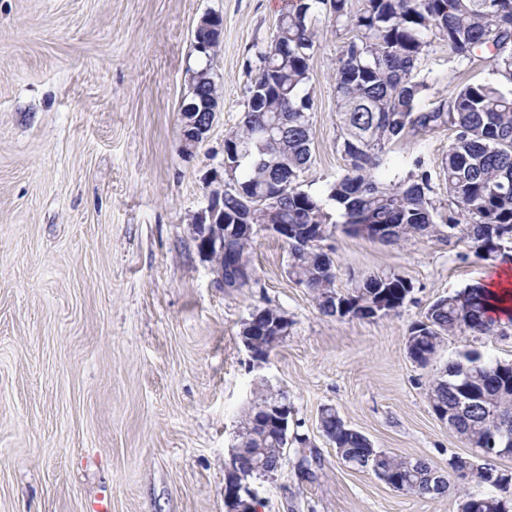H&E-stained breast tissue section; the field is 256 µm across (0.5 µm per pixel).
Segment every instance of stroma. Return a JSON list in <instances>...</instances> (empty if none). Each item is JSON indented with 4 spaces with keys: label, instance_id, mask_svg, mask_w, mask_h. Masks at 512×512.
Here are the masks:
<instances>
[{
    "label": "stroma",
    "instance_id": "stroma-1",
    "mask_svg": "<svg viewBox=\"0 0 512 512\" xmlns=\"http://www.w3.org/2000/svg\"><path fill=\"white\" fill-rule=\"evenodd\" d=\"M288 0H0V512H225L224 478L256 391L288 397L281 469L249 479L259 512H458L488 493L451 479L436 498L396 491L338 457L318 425L335 409L374 447L447 472L473 450L434 415L430 379L459 355L512 361L507 335H450L429 367L406 351L438 298L486 282L497 260L437 237L389 245L335 231L325 248L335 290L396 274L412 286L397 312L322 314L288 275V249L266 231L249 286L224 287L201 253L195 218L222 173L224 138L246 109L247 63ZM222 17L211 61L220 103L192 154L180 107L201 59L195 30ZM354 36L320 20L308 87L313 139L305 190L343 173L336 148V63ZM421 107L495 78L491 52L460 63L435 45ZM447 127L407 131L393 163L424 156L439 172ZM290 321L256 364L239 334L257 308ZM317 458L310 475L298 462Z\"/></svg>",
    "mask_w": 512,
    "mask_h": 512
}]
</instances>
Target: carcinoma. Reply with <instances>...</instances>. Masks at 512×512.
<instances>
[{
	"mask_svg": "<svg viewBox=\"0 0 512 512\" xmlns=\"http://www.w3.org/2000/svg\"><path fill=\"white\" fill-rule=\"evenodd\" d=\"M325 16L338 27H352L354 38L342 50L336 72V116L340 130L337 147L345 172L330 184L326 197L303 189L310 167L312 127L304 116L313 110L307 89L310 60L316 49L315 24ZM447 47L460 62L489 48L494 82L464 85L454 97L428 110L418 109L425 80L417 79L422 62L434 43ZM257 65L246 87L247 109L240 126L224 140L226 224H324L358 234V224H379L389 230L392 244L441 233L440 227L459 229L458 240L469 248L490 250L509 242L498 231L512 229V0H363L354 12L350 0H290L274 38L255 46ZM288 120L284 131L273 124ZM448 126L455 132L441 162L438 177L448 194L437 197L434 178L424 158H412L406 168L383 179L379 171L388 153L406 130ZM279 196L273 210L259 208L269 195ZM252 236L234 235L217 255L224 268V287L238 290L253 277L249 253ZM288 275L307 288L319 310L343 316L341 302L351 315L364 319V305L385 292L391 311L407 296L406 280L395 274L377 275L371 285L356 288L345 300L331 301L332 264L315 243L288 239ZM489 297L482 287H467L437 299L425 320L410 332L422 331L420 356H435L443 338L455 333L490 335L512 328L488 317ZM459 362L472 365L467 385L495 388L496 431L512 438V367L485 361L466 352ZM452 376L429 380L428 401L448 406L452 389L440 384ZM475 445L489 433L483 408L474 405L458 417ZM323 434L335 445L342 461L366 458L375 476L421 496H443L448 488L427 491L434 468L423 459H408L373 447L360 431L344 423L328 408L321 416ZM475 512H499L497 495L472 497Z\"/></svg>",
	"mask_w": 512,
	"mask_h": 512,
	"instance_id": "carcinoma-1",
	"label": "carcinoma"
}]
</instances>
